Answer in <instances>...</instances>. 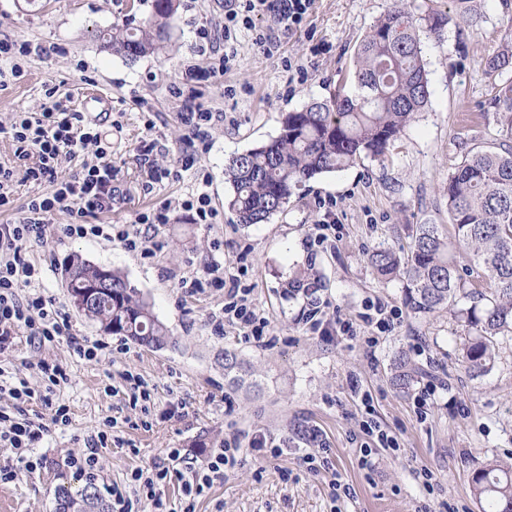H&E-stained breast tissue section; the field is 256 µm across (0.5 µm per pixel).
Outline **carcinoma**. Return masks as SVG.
Returning <instances> with one entry per match:
<instances>
[{
	"label": "carcinoma",
	"instance_id": "obj_1",
	"mask_svg": "<svg viewBox=\"0 0 512 512\" xmlns=\"http://www.w3.org/2000/svg\"><path fill=\"white\" fill-rule=\"evenodd\" d=\"M455 16L431 10L417 14L413 0L394 5L360 42L341 89L330 100L313 101L284 118L271 142L231 156L226 174L233 193L226 205L244 227L269 222L288 207L296 190L310 180L354 166L364 158H382L428 103L430 90L420 28L441 36L450 22L472 24L482 0H454ZM508 24L500 44L484 52L480 64L493 85L489 105L501 132L512 138V0H501ZM176 0H154L153 13L103 37V46L129 61L154 54L169 39ZM451 230L418 224L407 253L380 246L368 261L376 277L403 282L405 304L415 315L443 310L469 335L464 362L473 377L491 371L495 343L512 338V147L473 148L448 172L444 186ZM463 250L470 266L481 269V289L468 288L453 251ZM100 276V266L73 259L64 278L80 285ZM112 295L98 298L84 316L104 333L155 349L174 347L176 339L154 315L138 289L110 270ZM224 379L238 389L253 386L258 370L223 349ZM417 370L399 361L396 386L410 389ZM471 491L485 512H512V460L495 459L476 469ZM59 512H110L91 481L81 489L60 491Z\"/></svg>",
	"mask_w": 512,
	"mask_h": 512
}]
</instances>
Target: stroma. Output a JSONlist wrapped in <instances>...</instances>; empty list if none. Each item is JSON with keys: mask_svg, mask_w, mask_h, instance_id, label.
Instances as JSON below:
<instances>
[{"mask_svg": "<svg viewBox=\"0 0 512 512\" xmlns=\"http://www.w3.org/2000/svg\"><path fill=\"white\" fill-rule=\"evenodd\" d=\"M392 3L315 0L300 29L275 33L277 46L269 55L255 42L257 32L270 30L268 17H256L253 29H240L228 41L224 0H178L167 49L131 62L104 49L99 35L131 16L150 15L153 0H0V40L41 48L21 58L20 75L0 89V123L41 111L49 88L92 121L100 107L85 102V95H106L111 115L102 130L112 146L121 199L112 212L93 216V223L131 225L140 213L171 207L170 223L153 229L163 248L150 261L113 240L65 237L61 227L73 221L67 211L51 215L43 239L29 247V258L43 268L39 291L75 336L108 348L100 359L86 361L67 342L37 351L20 337L0 354V368L29 376L41 359L60 362L69 381L53 401L67 405L71 415L68 426L50 427L35 448L44 466L0 484V512H55L60 489L84 484L64 458L82 450L107 417L117 424L98 451L96 483L104 493L126 485L132 470L164 461L169 449L187 450L202 465L215 450L198 447V440L234 436L240 463L198 499L196 512H481L470 491L472 472L512 453V340H500L488 374L470 376L460 323L445 311L425 317L406 311L402 282L379 281L367 257L381 245L408 250L416 225H448L443 187L449 169L467 150L499 144L496 117L486 105L491 79L479 63L504 33L499 0H484L479 27L451 25L442 36L423 38L430 103L387 158H366L316 177L267 224H233L224 205L232 192L224 176L228 158L275 139L287 113L333 98L359 42ZM204 26L214 34L206 49L199 38ZM226 54L231 60L225 73L197 86L190 101L222 111L226 119L212 126L196 168L180 170L191 139L182 122L187 101L172 97L169 87L187 66L206 67ZM300 67L305 77H298ZM143 99L149 109H141ZM150 141L159 148L158 163L176 170V177L149 182L140 154ZM203 189L218 212L216 223H195L181 207ZM321 199L335 200L336 226L318 244ZM73 258L124 272L178 347L137 345L101 332L78 313L61 274ZM212 261L244 268L243 282L269 321L272 344L258 346L229 325L216 333L211 317L223 306V293L193 295L179 288L180 278ZM296 278L306 280L309 290L286 291V282ZM372 301L401 312L393 329L374 342L358 320ZM314 310L331 323L355 320V335L313 332L307 316ZM224 348L260 370L258 388L225 386L215 361ZM402 354L421 370L406 392L393 383ZM127 374L152 385L149 412L122 393ZM361 390L373 398V419L399 444L394 452L373 449L370 469L360 465V446L368 440L359 426ZM311 430L327 447L331 470L316 473L304 463ZM257 432L283 446L284 454L271 458L253 450L249 441ZM420 469L435 474L432 489L416 480ZM340 483L349 485V496L338 494Z\"/></svg>", "mask_w": 512, "mask_h": 512, "instance_id": "stroma-1", "label": "stroma"}]
</instances>
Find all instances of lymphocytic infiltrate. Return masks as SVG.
<instances>
[{
	"mask_svg": "<svg viewBox=\"0 0 512 512\" xmlns=\"http://www.w3.org/2000/svg\"><path fill=\"white\" fill-rule=\"evenodd\" d=\"M314 0H224V35L232 37L238 29H249L257 16H269L274 27L291 30L300 27L312 9ZM47 103L42 112H21L7 125L0 124V137L11 141L14 163H0V207L9 204L16 177L42 185L41 195L31 198L24 216L12 224H0V353L12 348L17 336H25L34 349L40 350L59 341H67L73 354L86 360L98 359L102 343L73 336L68 320L48 307L45 297L35 291L42 275L41 266L27 257L28 245L40 241L46 232L48 218L58 211L70 212L73 223L63 225L70 238H104L119 241L125 249L141 259L154 258L161 245L151 227L170 221V208L163 205L138 218L139 229L120 224H90V215L111 211L117 188L108 148L102 134L86 123L82 113L55 99L46 90ZM184 123L192 127L194 138L181 157L183 170L198 163L200 153L209 146L208 125L212 112L186 107ZM94 147L96 161L75 175L59 173L63 158L75 148ZM243 269H229L218 262L207 263L202 274L181 278L180 287L198 293L209 289L223 292L224 305L213 321L216 330L225 324L242 328L245 338L258 344L270 343L266 328L268 319L253 301L250 286L242 282ZM41 377L39 387H32L27 377L0 371V397L14 402L13 412L0 410V447L10 449L12 458L0 465V483L14 481L20 468L40 466L33 449L48 432L50 425L68 424L66 405H53L56 387L67 383L66 369L59 363L41 360L37 364ZM52 406L50 420L30 416L25 406L32 401ZM113 420H105L102 428L89 435L84 450L69 454L65 462L78 477L94 479L98 466V450L109 440ZM240 443L229 438L223 448L206 465L170 449L166 462L132 471L126 487L113 488L112 512H141L145 502L160 504L161 489L178 482L182 493L181 512H195V502L214 484L223 482L239 463Z\"/></svg>",
	"mask_w": 512,
	"mask_h": 512,
	"instance_id": "lymphocytic-infiltrate-1",
	"label": "lymphocytic infiltrate"
}]
</instances>
